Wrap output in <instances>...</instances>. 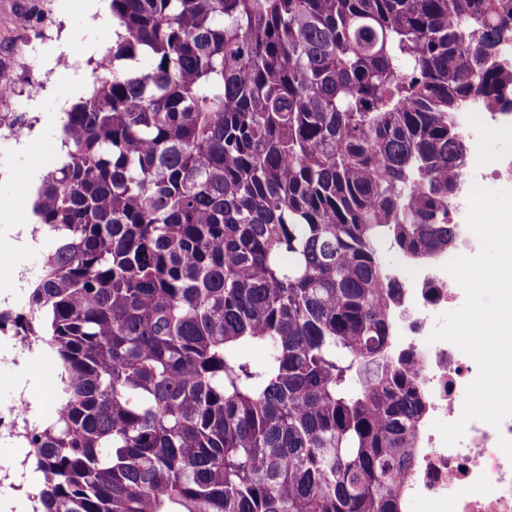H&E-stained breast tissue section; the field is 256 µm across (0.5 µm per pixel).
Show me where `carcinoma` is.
<instances>
[{
    "label": "carcinoma",
    "mask_w": 512,
    "mask_h": 512,
    "mask_svg": "<svg viewBox=\"0 0 512 512\" xmlns=\"http://www.w3.org/2000/svg\"><path fill=\"white\" fill-rule=\"evenodd\" d=\"M111 5L32 204L36 512H400L425 404L382 247L453 249L457 114L512 90V0Z\"/></svg>",
    "instance_id": "obj_1"
}]
</instances>
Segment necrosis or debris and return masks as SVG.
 <instances>
[{
    "label": "necrosis or debris",
    "instance_id": "obj_1",
    "mask_svg": "<svg viewBox=\"0 0 512 512\" xmlns=\"http://www.w3.org/2000/svg\"><path fill=\"white\" fill-rule=\"evenodd\" d=\"M469 141L495 132L512 145V107L488 109L470 106L460 115ZM466 185L512 190V148L488 169L475 157L464 163ZM467 194L458 197L453 220L463 231L454 249L428 264L402 260L391 273L401 290L391 310L390 355L409 353V362L418 372L426 411L416 429L415 462L402 489V512H512V416L500 427L475 420L463 438L445 445L432 427L434 421H456L462 414L465 390L478 372L475 361L446 341L430 342L440 314L459 309L465 294L444 266L457 256L478 253L480 241L465 229ZM31 403L24 391L12 390L0 400V440L29 450Z\"/></svg>",
    "mask_w": 512,
    "mask_h": 512
}]
</instances>
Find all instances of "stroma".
<instances>
[{
	"instance_id": "stroma-1",
	"label": "stroma",
	"mask_w": 512,
	"mask_h": 512,
	"mask_svg": "<svg viewBox=\"0 0 512 512\" xmlns=\"http://www.w3.org/2000/svg\"><path fill=\"white\" fill-rule=\"evenodd\" d=\"M116 39L114 28L93 26L87 0H0V69L15 71L17 84L11 99H0V113L22 112L28 127L22 136L0 144V203L31 205L34 188L23 178L25 170L53 166L43 143L61 120V95L76 82L91 84L95 60ZM47 368L0 364V397L11 387L25 386L36 405L34 421L48 417L53 392Z\"/></svg>"
}]
</instances>
